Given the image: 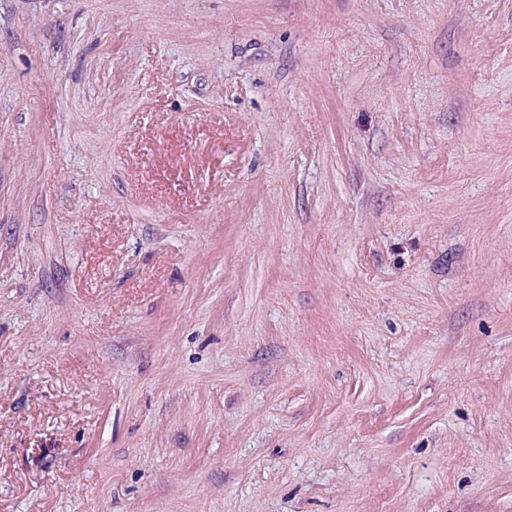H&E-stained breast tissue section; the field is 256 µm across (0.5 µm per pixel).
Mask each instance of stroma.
I'll return each mask as SVG.
<instances>
[{
    "mask_svg": "<svg viewBox=\"0 0 512 512\" xmlns=\"http://www.w3.org/2000/svg\"><path fill=\"white\" fill-rule=\"evenodd\" d=\"M0 512H512V0H0Z\"/></svg>",
    "mask_w": 512,
    "mask_h": 512,
    "instance_id": "1",
    "label": "stroma"
}]
</instances>
